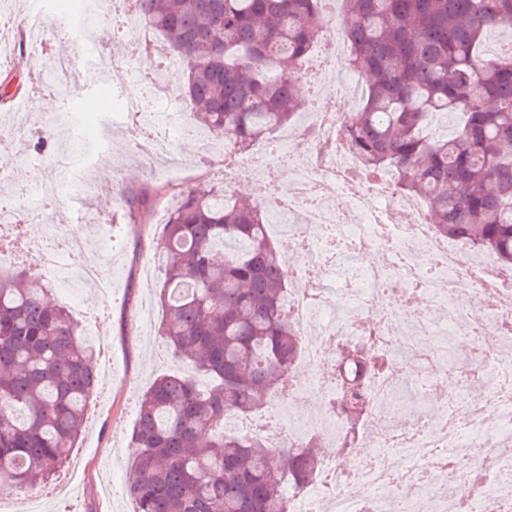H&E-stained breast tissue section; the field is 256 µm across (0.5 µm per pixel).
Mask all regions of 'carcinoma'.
<instances>
[{"label":"carcinoma","instance_id":"carcinoma-1","mask_svg":"<svg viewBox=\"0 0 512 512\" xmlns=\"http://www.w3.org/2000/svg\"><path fill=\"white\" fill-rule=\"evenodd\" d=\"M348 65L369 77L343 134L364 172L398 174L437 232L512 265V0H344ZM186 62L187 123L244 152L294 124L302 64L323 35L324 0H114ZM120 217L167 209L153 240L163 268L157 329L188 370L145 392L131 437L126 494L136 512H288L322 467L311 432L273 450L225 429L290 378L300 327L284 306L288 272L259 203L236 189L116 186ZM348 376L330 407L351 450L379 389L394 395V351L340 348ZM97 383L95 353L68 310L24 274H0V489L43 483L62 467Z\"/></svg>","mask_w":512,"mask_h":512}]
</instances>
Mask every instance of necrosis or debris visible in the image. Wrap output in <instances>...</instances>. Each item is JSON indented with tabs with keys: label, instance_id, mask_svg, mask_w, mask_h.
<instances>
[{
	"label": "necrosis or debris",
	"instance_id": "4bbe7bcc",
	"mask_svg": "<svg viewBox=\"0 0 512 512\" xmlns=\"http://www.w3.org/2000/svg\"><path fill=\"white\" fill-rule=\"evenodd\" d=\"M92 19L47 24L40 9L25 12L22 30L31 50L39 51L52 33L78 32L83 48L103 60L107 47L87 38ZM364 79L350 72L338 85L339 101L322 100L304 126L276 133L247 155L203 152L208 170L232 167L240 175L264 181L261 200L274 223L299 255L288 268V315L301 328V353L281 399L227 427L263 435L270 447L317 429L340 441L343 422L328 406L337 391L334 356L347 340L378 338L380 345L401 346L398 363L409 371L416 337L433 340L428 375L447 377L448 348L464 341L471 369L451 380L442 401L433 402L408 426L397 423L386 406H371L351 467L326 459L315 484L293 495L290 512H512V266L490 253L474 257L462 243L438 234L426 217L424 202L399 192L397 177L385 172L373 179L342 134L346 116L356 111ZM135 115L134 149L144 164L167 156L181 139L177 112ZM305 141V156L292 159L288 146ZM56 173L21 190L10 209L0 211V228L24 224L27 205L68 197L78 212L92 201L85 171L72 155H54ZM288 169V185L280 171ZM344 208H336V198ZM52 239L60 249L45 250L24 238L19 251L33 255L41 277L97 276L84 261L86 236L80 225L57 224ZM470 280L473 307L455 303L463 280ZM307 399L304 413L291 414L289 401Z\"/></svg>",
	"mask_w": 512,
	"mask_h": 512
}]
</instances>
